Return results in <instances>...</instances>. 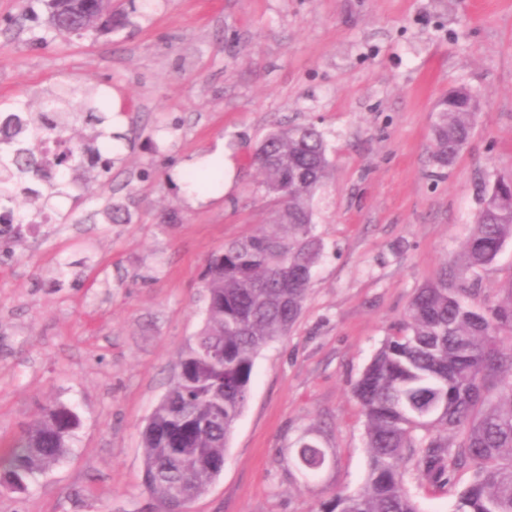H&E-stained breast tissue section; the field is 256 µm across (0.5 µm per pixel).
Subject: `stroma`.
<instances>
[{
	"mask_svg": "<svg viewBox=\"0 0 512 512\" xmlns=\"http://www.w3.org/2000/svg\"><path fill=\"white\" fill-rule=\"evenodd\" d=\"M38 0H0V111L38 109L63 85L125 102L48 224L0 239V441L53 401L80 425L66 455L0 512H148L141 431L202 324L208 258L267 228L248 158L283 124H315L332 174L314 198L322 257L298 320L258 353L224 469L194 512H318L367 473L353 389L417 289L453 262L485 188L512 178V0H132L130 22L68 42ZM481 110L446 168L431 160L438 99ZM224 140L233 190L192 207L182 161ZM126 210L113 224L106 201ZM71 212L69 223L59 216ZM512 281V241L450 280L475 307ZM329 461L310 485L288 462L300 437Z\"/></svg>",
	"mask_w": 512,
	"mask_h": 512,
	"instance_id": "35a3bbf8",
	"label": "stroma"
}]
</instances>
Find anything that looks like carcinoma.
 <instances>
[{
	"label": "carcinoma",
	"mask_w": 512,
	"mask_h": 512,
	"mask_svg": "<svg viewBox=\"0 0 512 512\" xmlns=\"http://www.w3.org/2000/svg\"><path fill=\"white\" fill-rule=\"evenodd\" d=\"M47 27L62 41L110 32L129 22L117 0H47ZM76 88L45 97L41 109L23 105L0 120V202L22 211L12 229L38 224L44 207L68 194L81 158L98 154L78 141L47 170L41 146L66 141ZM87 117L103 125L106 102L81 91ZM475 96L464 88L437 103L432 158L444 168L471 137ZM250 164L273 213L272 230L224 245L207 262L203 325L177 360V373L142 430L144 486L160 512H179L216 479L233 427L250 395L257 353L299 317L321 256L312 201L332 163L313 124L277 128L260 141ZM512 240V180L497 181L462 244L458 262L477 269ZM466 288L448 287V266L418 289L397 331L387 337L354 388L365 423L367 476L339 492L319 512H420L410 476L453 489L456 474L473 472L456 492L454 512H512V281L507 295L483 308L466 304ZM63 403L43 407L28 428L0 448V492L29 488L66 453L79 426ZM305 481L327 453L306 436L290 449Z\"/></svg>",
	"instance_id": "1"
}]
</instances>
